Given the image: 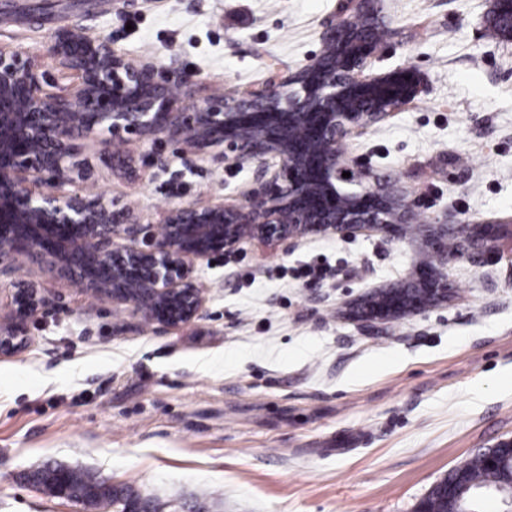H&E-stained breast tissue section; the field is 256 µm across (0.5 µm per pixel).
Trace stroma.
<instances>
[{
    "mask_svg": "<svg viewBox=\"0 0 512 512\" xmlns=\"http://www.w3.org/2000/svg\"><path fill=\"white\" fill-rule=\"evenodd\" d=\"M345 0H11L0 44L38 57L49 90L67 80L43 47L82 21L128 62L192 75L188 97H233L324 50ZM382 39L366 74L417 67L407 107L342 142L365 187L411 203L397 237L367 230L290 245L240 244L198 263L202 317L158 330L131 306L91 297L27 256L0 280L47 308L0 354V512H88L28 485L59 463L107 477L157 512H417L475 453L512 440V234L448 264L450 300L376 327L346 306L433 261L422 228L512 222V41L490 0H371ZM92 192L160 224L176 203H240L254 167L215 151L187 164L166 144L85 141ZM324 279L281 277L312 259Z\"/></svg>",
    "mask_w": 512,
    "mask_h": 512,
    "instance_id": "35a3bbf8",
    "label": "stroma"
}]
</instances>
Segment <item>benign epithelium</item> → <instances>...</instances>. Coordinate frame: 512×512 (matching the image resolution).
Here are the masks:
<instances>
[{
    "mask_svg": "<svg viewBox=\"0 0 512 512\" xmlns=\"http://www.w3.org/2000/svg\"><path fill=\"white\" fill-rule=\"evenodd\" d=\"M350 2L359 8L330 26L325 51L296 76L250 95L188 104L192 76L154 62L130 64L74 25L59 26L45 45L44 54L71 77L55 92L43 88L37 59L0 49V274H12L13 257L27 253L93 297L128 304L162 327H184L200 318L205 302L195 264L245 240L398 231L408 200L344 189L360 172L341 142L412 103L423 78L412 66L363 75L377 46L369 37L375 20L361 8L369 0ZM99 134L123 145L175 142L187 157L218 148L225 164L255 163L257 174L240 204H176L155 231L84 187L80 142ZM269 155L279 157L278 168L267 166ZM505 228L460 224L458 232L478 253ZM426 233L435 260L409 282L412 295L396 299V287L376 288L348 305L349 316L392 321L448 300V225L429 224ZM14 301L16 319L0 329V353L19 347L25 323L46 304L25 285ZM441 494L446 512H474L456 487L445 485ZM97 512H145L144 501L106 498Z\"/></svg>",
    "mask_w": 512,
    "mask_h": 512,
    "instance_id": "benign-epithelium-1",
    "label": "benign epithelium"
}]
</instances>
